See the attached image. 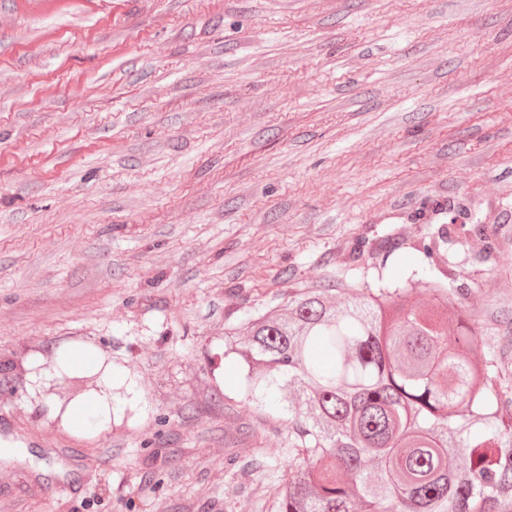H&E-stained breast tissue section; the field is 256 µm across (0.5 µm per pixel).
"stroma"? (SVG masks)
Listing matches in <instances>:
<instances>
[{"mask_svg":"<svg viewBox=\"0 0 512 512\" xmlns=\"http://www.w3.org/2000/svg\"><path fill=\"white\" fill-rule=\"evenodd\" d=\"M437 199L512 396V0H0V512H275L225 329L417 268ZM69 349L131 419L52 423L104 383Z\"/></svg>","mask_w":512,"mask_h":512,"instance_id":"35a3bbf8","label":"stroma"}]
</instances>
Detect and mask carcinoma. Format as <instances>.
<instances>
[{"instance_id":"carcinoma-1","label":"carcinoma","mask_w":512,"mask_h":512,"mask_svg":"<svg viewBox=\"0 0 512 512\" xmlns=\"http://www.w3.org/2000/svg\"><path fill=\"white\" fill-rule=\"evenodd\" d=\"M412 249L395 282L310 288L224 332L243 399L288 422L277 512H512V397L448 295L438 238ZM419 288L434 304L406 309Z\"/></svg>"}]
</instances>
